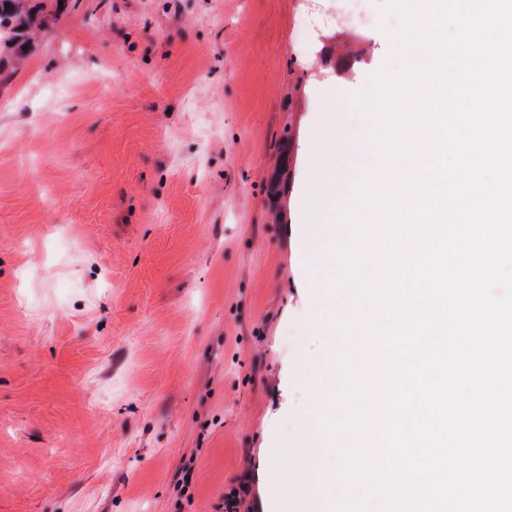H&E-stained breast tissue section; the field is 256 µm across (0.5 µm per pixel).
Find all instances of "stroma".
Returning <instances> with one entry per match:
<instances>
[{
    "instance_id": "stroma-1",
    "label": "stroma",
    "mask_w": 512,
    "mask_h": 512,
    "mask_svg": "<svg viewBox=\"0 0 512 512\" xmlns=\"http://www.w3.org/2000/svg\"><path fill=\"white\" fill-rule=\"evenodd\" d=\"M341 2L33 0L0 67V512H323L307 201L390 48Z\"/></svg>"
}]
</instances>
